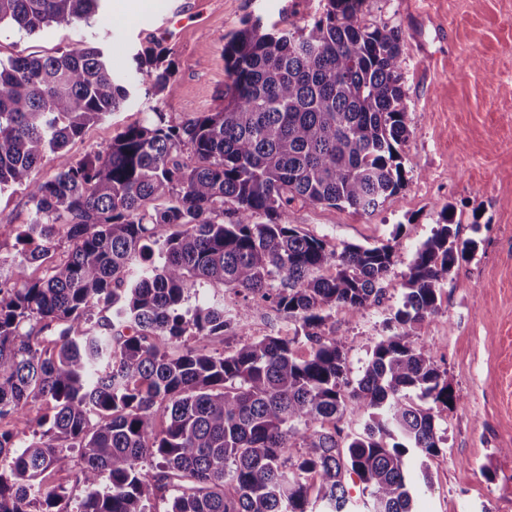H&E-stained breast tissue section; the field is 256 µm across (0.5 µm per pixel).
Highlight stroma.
I'll list each match as a JSON object with an SVG mask.
<instances>
[{
  "label": "stroma",
  "mask_w": 512,
  "mask_h": 512,
  "mask_svg": "<svg viewBox=\"0 0 512 512\" xmlns=\"http://www.w3.org/2000/svg\"><path fill=\"white\" fill-rule=\"evenodd\" d=\"M181 6L179 24L169 23ZM325 0H108L92 25L51 28L29 36L0 26V59L48 57L102 47L112 70L129 76L133 52L160 40L172 48L178 91L166 101L136 86L130 104L89 124L65 149L74 161L104 149L126 126L154 109L180 123L219 107L224 92V37L259 17L290 29L322 12ZM363 18L402 33L403 89L411 130L400 153L406 184L371 215L349 208L294 205L290 219L327 249L394 243V265L379 304L352 315L333 311L324 332L343 337L351 379H358L384 322L402 299V283L417 250L445 206L454 209L460 239H475L474 255L440 286V310L413 331L447 373L454 400L440 409L443 451L407 463L414 483L431 487L414 512H512V0H365ZM25 188L0 191V265L19 259L16 227L28 223ZM296 324L272 308L210 349L238 341L293 335Z\"/></svg>",
  "instance_id": "obj_1"
}]
</instances>
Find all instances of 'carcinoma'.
<instances>
[{
    "mask_svg": "<svg viewBox=\"0 0 512 512\" xmlns=\"http://www.w3.org/2000/svg\"><path fill=\"white\" fill-rule=\"evenodd\" d=\"M100 2L0 0V25L35 35L88 21ZM363 3L326 0L293 29L246 22L224 36L220 109L173 124L156 108L76 162L67 145L134 84L97 47L0 61V191L29 188L33 213L22 258L0 274V420L52 404L28 440L0 429V512H156L158 500L166 512H351L352 475L369 512H413L408 455L440 454L434 406L451 398L413 330L477 243L458 240L444 207L353 382L344 339L323 327L335 309L380 302L394 246L337 252L290 223L295 203L370 214L405 186L402 35L365 23ZM132 74L161 100L177 92L162 42L133 54ZM51 155L56 176L34 180ZM201 284L235 289L242 308L188 306ZM263 306L295 321L294 336L198 345ZM349 402L359 432L340 426ZM74 452L73 510L49 477Z\"/></svg>",
    "mask_w": 512,
    "mask_h": 512,
    "instance_id": "cac0c4a2",
    "label": "carcinoma"
}]
</instances>
